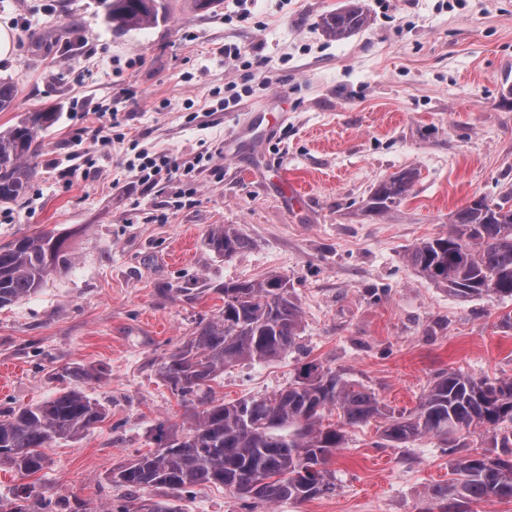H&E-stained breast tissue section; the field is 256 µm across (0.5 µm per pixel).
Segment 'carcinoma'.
I'll list each match as a JSON object with an SVG mask.
<instances>
[{
    "label": "carcinoma",
    "mask_w": 512,
    "mask_h": 512,
    "mask_svg": "<svg viewBox=\"0 0 512 512\" xmlns=\"http://www.w3.org/2000/svg\"><path fill=\"white\" fill-rule=\"evenodd\" d=\"M114 31L143 30L167 18V0H99ZM357 2L322 18L324 34L343 41L368 24ZM16 86L0 78V112L13 107ZM61 113L35 110L0 130V204L28 194L37 173L40 138ZM417 173L404 170L377 183L371 211L383 214L411 192ZM66 233H39L0 245V308L36 294L48 277L72 266ZM208 244L231 257L250 240L231 225H216ZM407 262L458 298L496 294L512 297V190L496 199H473L452 216L447 234L424 239ZM224 310L198 322L193 336L163 358L159 374L173 391L189 398L184 422H159L156 449L112 469L116 487L166 491L151 512H178L174 499L201 484L220 485L254 503L303 502L336 490L328 461L347 440V429L385 419L381 438L405 444L433 435L448 446L454 478L433 486L425 512H472L490 499L512 501V379L489 381L456 372L437 375L416 412L394 415L376 394L315 361L301 364L277 393L224 402L213 383L224 369L280 358L297 345L302 331L298 305L279 275L260 281L224 283ZM67 374L81 383L99 379L92 367ZM335 411L339 421L324 423ZM105 416L102 406L78 387L48 400L0 412V466L21 476L43 469L45 450L60 438H77ZM482 426L492 432L491 449L458 453L459 434ZM4 512H54L52 499L24 487Z\"/></svg>",
    "instance_id": "cac0c4a2"
}]
</instances>
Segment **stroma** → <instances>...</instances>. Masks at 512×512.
<instances>
[{
	"label": "stroma",
	"instance_id": "obj_1",
	"mask_svg": "<svg viewBox=\"0 0 512 512\" xmlns=\"http://www.w3.org/2000/svg\"><path fill=\"white\" fill-rule=\"evenodd\" d=\"M362 30L340 42L323 16L349 0H169L153 28L113 33L99 0H0L13 37L0 77L17 96L0 130L56 109L27 196L0 219V245L54 230L73 265L0 309V411L73 387L105 418L57 440L29 477L0 467V504L17 489L103 512L123 492L108 473L153 450L152 429L186 407L162 380L163 357L197 322L219 315L225 282L287 279L302 316L299 347L239 364L214 385L231 402L269 396L315 361L370 388L391 412L418 406L434 377L512 378V298L460 299L407 262L445 234L456 210L512 189V0H361ZM86 43L66 59L51 42ZM235 45L227 58L219 46ZM198 162L192 179L142 181L125 161L142 150ZM419 174L389 212L373 187ZM231 225L248 249L227 258L209 230ZM377 422L349 429L331 457L334 494L273 508L202 484L180 512H422L447 482L449 456L425 436L383 441Z\"/></svg>",
	"mask_w": 512,
	"mask_h": 512
}]
</instances>
